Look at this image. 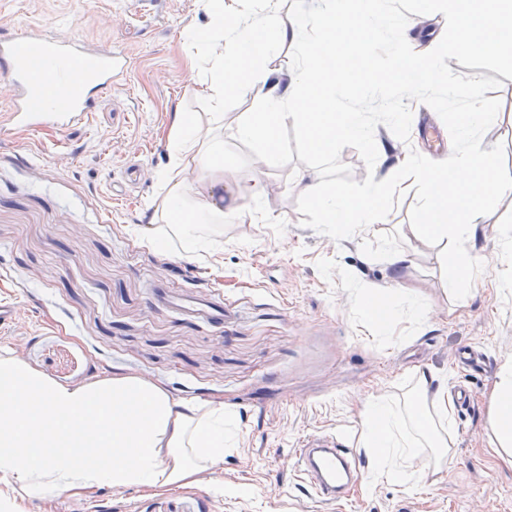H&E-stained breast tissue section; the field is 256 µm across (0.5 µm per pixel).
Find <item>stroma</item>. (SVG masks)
I'll list each match as a JSON object with an SVG mask.
<instances>
[{"label":"stroma","instance_id":"1","mask_svg":"<svg viewBox=\"0 0 512 512\" xmlns=\"http://www.w3.org/2000/svg\"><path fill=\"white\" fill-rule=\"evenodd\" d=\"M206 21L201 0H0V26L72 31L130 60L89 126L0 132V304L20 311L0 329V354L64 385L134 374L174 401L223 408L236 425L222 461L168 489L103 486L31 498L0 482V493L15 512H512V466L493 453L488 428L491 391L512 359V294L492 286L507 270L486 260L484 288L457 298L440 244L418 228L425 201L412 180L370 233L336 237L297 187L316 172L299 160L292 126L273 152L240 140L235 127L251 101L230 97L219 176L225 194L254 206L255 222H225L223 249L193 259L179 242L166 251L150 243L174 107L194 113L203 130L216 126L202 73L191 66L199 50L184 38ZM495 95L501 119L483 140L512 180V79ZM411 110L409 142L377 126L387 158L374 169L354 148L342 150L354 180L389 179L412 147L442 159L444 123L423 103ZM132 159L144 176L123 194ZM258 175L265 192L256 200L248 188ZM391 249L409 251L411 263L393 270ZM395 283L425 318L406 313L402 294L391 299L396 316L370 326L366 285ZM174 292L223 302V324L172 308L166 297ZM465 346L483 353L485 370L458 364ZM419 370L466 385L472 401L453 415L449 454L414 449L423 472L414 488L373 468L361 431L372 393L429 411L414 383ZM313 434L345 437L356 455L340 501L315 499L294 464Z\"/></svg>","mask_w":512,"mask_h":512}]
</instances>
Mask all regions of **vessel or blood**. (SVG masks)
<instances>
[{"mask_svg": "<svg viewBox=\"0 0 512 512\" xmlns=\"http://www.w3.org/2000/svg\"><path fill=\"white\" fill-rule=\"evenodd\" d=\"M127 67L124 56L88 43L78 35L19 34L0 29V75L13 90L8 111L0 113V130L67 131L87 124L99 97L111 92L115 73ZM181 310L223 319L224 308L188 294L170 296ZM353 452L332 436L308 437L295 454L314 494L336 501L349 479Z\"/></svg>", "mask_w": 512, "mask_h": 512, "instance_id": "obj_1", "label": "vessel or blood"}]
</instances>
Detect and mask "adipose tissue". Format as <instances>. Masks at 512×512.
<instances>
[{"mask_svg": "<svg viewBox=\"0 0 512 512\" xmlns=\"http://www.w3.org/2000/svg\"><path fill=\"white\" fill-rule=\"evenodd\" d=\"M208 22L187 33L202 54L197 64L216 118L224 116V100L232 94L249 96L253 110L237 127L238 136L268 151L278 146L281 126L297 127L314 153H331L338 141L364 137L368 128L357 112L345 111L340 93L353 87L336 65L340 56L360 54L367 77L357 85L382 89L391 85L389 70L365 55L367 43L383 39L386 14L376 0H324L311 22H290L270 29L279 0H254L240 10L224 0H203ZM295 45L299 61L293 78L282 81L267 66L278 45ZM483 112L469 113L448 142V155L435 164L418 155H404L398 169L423 188L427 205L424 231L442 245L456 291L468 296L482 287L479 269L485 260L477 240L485 233L484 215L503 201L512 202V181L502 179L492 146L474 141L486 121ZM169 139L171 168L186 157L196 161V182L170 184L165 217L185 256L221 245L225 217L243 222L253 217L250 206L220 205L224 182L216 178L224 167V139L201 134L190 113L175 109ZM397 187L373 183L370 191L350 197L338 185L319 182L301 191L317 207L322 223L337 234L367 230L378 223ZM417 383L430 390L435 419L397 409L387 396L370 397L363 425L366 447L375 451L377 467L395 477L421 481L414 470L398 468L417 437L435 442L450 426L452 398L443 381L418 373ZM489 429L496 453L512 464V360L501 367L491 398ZM228 423L220 408L174 403L166 391L139 377L103 378L85 386L57 383L30 369L12 354L0 355V475L39 497L52 490H93L100 486L168 488L185 482L224 457ZM111 448V459L102 451Z\"/></svg>", "mask_w": 512, "mask_h": 512, "instance_id": "adipose-tissue-1", "label": "adipose tissue"}]
</instances>
